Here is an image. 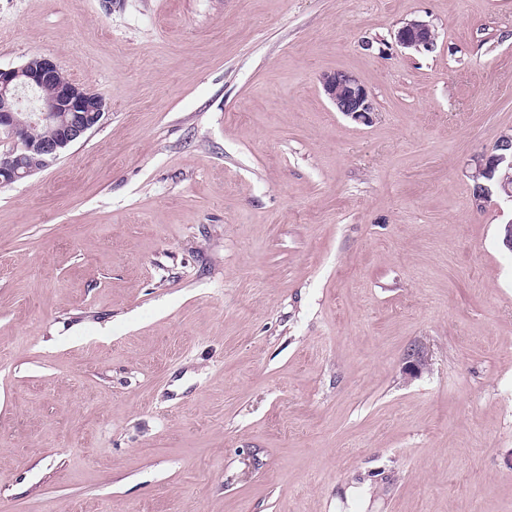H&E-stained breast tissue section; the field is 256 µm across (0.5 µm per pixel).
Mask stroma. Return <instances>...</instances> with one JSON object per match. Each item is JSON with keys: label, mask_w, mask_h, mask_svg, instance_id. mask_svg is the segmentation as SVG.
Instances as JSON below:
<instances>
[{"label": "stroma", "mask_w": 512, "mask_h": 512, "mask_svg": "<svg viewBox=\"0 0 512 512\" xmlns=\"http://www.w3.org/2000/svg\"><path fill=\"white\" fill-rule=\"evenodd\" d=\"M40 55L108 109L0 186V512H512V0H0ZM396 40L402 47L420 52L435 46L436 33L430 24L413 20L398 29ZM321 84L336 112L361 124L372 122L377 112L373 97L355 75L336 71L323 75ZM473 161V208L482 209L493 195L512 204V129L503 132L489 151Z\"/></svg>", "instance_id": "1"}]
</instances>
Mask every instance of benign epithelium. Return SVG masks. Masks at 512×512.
Masks as SVG:
<instances>
[{
	"label": "benign epithelium",
	"instance_id": "1",
	"mask_svg": "<svg viewBox=\"0 0 512 512\" xmlns=\"http://www.w3.org/2000/svg\"><path fill=\"white\" fill-rule=\"evenodd\" d=\"M397 42L417 52L435 46L430 24L413 20L396 33ZM334 109L352 120L368 124L376 114L373 97L364 83L346 71L321 78ZM102 96L66 78L58 64L46 56H34L15 68H0V139L10 147L0 151V185L26 178L48 166L70 144L100 125L105 117ZM68 113L67 123L44 138L30 130L51 128L57 113ZM471 204L476 209L496 195L512 203V129L503 132L494 146L474 158Z\"/></svg>",
	"mask_w": 512,
	"mask_h": 512
}]
</instances>
